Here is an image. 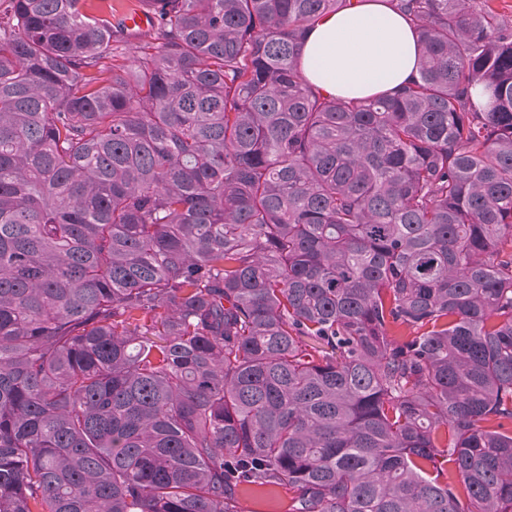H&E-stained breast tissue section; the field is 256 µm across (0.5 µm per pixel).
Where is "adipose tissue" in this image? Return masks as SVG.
Here are the masks:
<instances>
[{"label": "adipose tissue", "mask_w": 512, "mask_h": 512, "mask_svg": "<svg viewBox=\"0 0 512 512\" xmlns=\"http://www.w3.org/2000/svg\"><path fill=\"white\" fill-rule=\"evenodd\" d=\"M419 58L416 35L402 14L387 0H359L312 29L301 69L322 94L359 100L408 82Z\"/></svg>", "instance_id": "1"}]
</instances>
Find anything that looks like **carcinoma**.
Segmentation results:
<instances>
[{"instance_id": "cac0c4a2", "label": "carcinoma", "mask_w": 512, "mask_h": 512, "mask_svg": "<svg viewBox=\"0 0 512 512\" xmlns=\"http://www.w3.org/2000/svg\"><path fill=\"white\" fill-rule=\"evenodd\" d=\"M137 2L0 0V512H512V29L356 101L362 0ZM420 53L402 14L386 0H366L327 16L312 29L301 69L323 95L359 100L408 82ZM292 493L288 486L268 490L249 487L241 494L239 507L242 512H289Z\"/></svg>"}]
</instances>
